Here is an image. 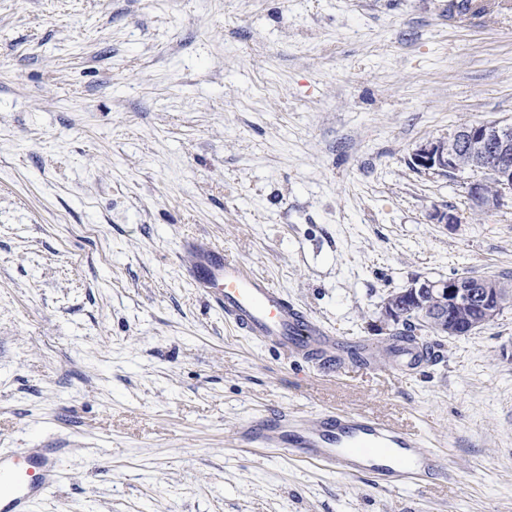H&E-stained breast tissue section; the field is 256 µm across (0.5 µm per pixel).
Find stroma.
<instances>
[{
    "instance_id": "35a3bbf8",
    "label": "stroma",
    "mask_w": 512,
    "mask_h": 512,
    "mask_svg": "<svg viewBox=\"0 0 512 512\" xmlns=\"http://www.w3.org/2000/svg\"><path fill=\"white\" fill-rule=\"evenodd\" d=\"M0 0V453L61 448L33 512H512V305L398 371L383 300L512 273V207L413 168L512 123V0ZM458 216L432 223L434 208ZM194 238L351 347L239 335ZM360 410L446 476L403 490L240 445L246 420Z\"/></svg>"
}]
</instances>
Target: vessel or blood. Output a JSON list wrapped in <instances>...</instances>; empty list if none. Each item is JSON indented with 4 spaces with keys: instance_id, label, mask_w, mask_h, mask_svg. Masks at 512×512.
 <instances>
[{
    "instance_id": "1",
    "label": "vessel or blood",
    "mask_w": 512,
    "mask_h": 512,
    "mask_svg": "<svg viewBox=\"0 0 512 512\" xmlns=\"http://www.w3.org/2000/svg\"><path fill=\"white\" fill-rule=\"evenodd\" d=\"M182 249L193 286L243 336L292 358L329 362L342 350L336 337L232 253L198 240L185 241ZM238 437L251 448H278L332 471L369 475L386 489L419 486L445 474L439 455L420 435L359 411H336L310 422L275 413L247 420ZM59 477L58 449L18 448L0 455V512H31Z\"/></svg>"
}]
</instances>
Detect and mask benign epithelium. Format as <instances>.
<instances>
[{
    "mask_svg": "<svg viewBox=\"0 0 512 512\" xmlns=\"http://www.w3.org/2000/svg\"><path fill=\"white\" fill-rule=\"evenodd\" d=\"M412 164L427 172L462 179L473 210L497 211L512 200V125L501 121L462 124L446 138L420 144L412 154ZM463 287L457 276L426 279L412 282L400 294L413 295V311L429 321L434 333L458 337L464 331L457 329L449 312L453 306L470 305L471 295ZM477 287L484 324L512 304L511 298L499 293L493 280L481 281ZM413 311L389 296L384 301L382 316L395 325Z\"/></svg>",
    "mask_w": 512,
    "mask_h": 512,
    "instance_id": "obj_1",
    "label": "benign epithelium"
}]
</instances>
